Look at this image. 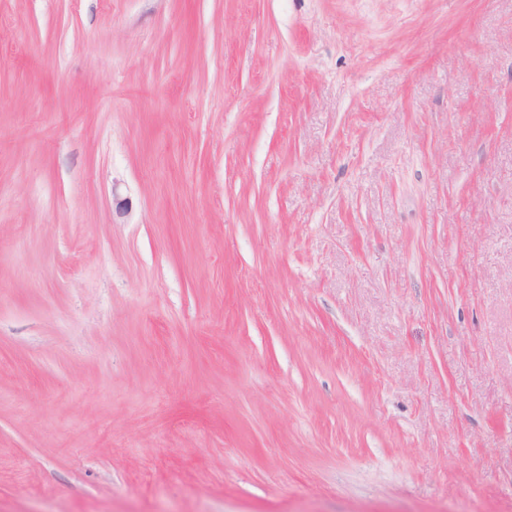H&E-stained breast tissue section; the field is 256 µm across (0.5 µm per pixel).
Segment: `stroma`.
Here are the masks:
<instances>
[{"label": "stroma", "mask_w": 512, "mask_h": 512, "mask_svg": "<svg viewBox=\"0 0 512 512\" xmlns=\"http://www.w3.org/2000/svg\"><path fill=\"white\" fill-rule=\"evenodd\" d=\"M0 512H512V0H0Z\"/></svg>", "instance_id": "1"}]
</instances>
